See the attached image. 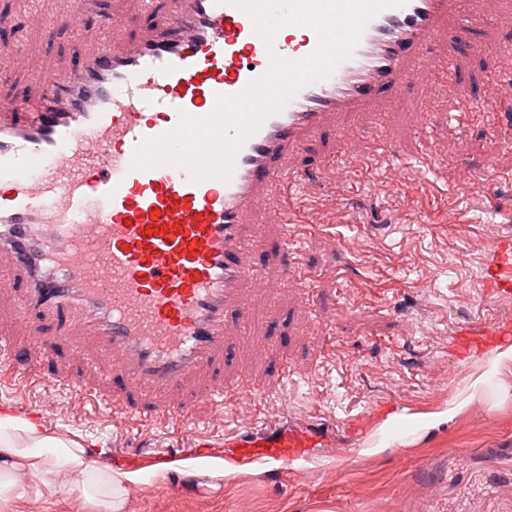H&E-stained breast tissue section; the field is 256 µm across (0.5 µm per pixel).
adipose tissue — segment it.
<instances>
[{"label":"adipose tissue","mask_w":512,"mask_h":512,"mask_svg":"<svg viewBox=\"0 0 512 512\" xmlns=\"http://www.w3.org/2000/svg\"><path fill=\"white\" fill-rule=\"evenodd\" d=\"M67 479L55 487L56 495L80 494L92 512H112L126 483L149 477L136 466H115L89 457L79 435L48 431L38 420L0 406V499L20 478L44 479L54 472Z\"/></svg>","instance_id":"obj_1"}]
</instances>
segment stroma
<instances>
[{
	"mask_svg": "<svg viewBox=\"0 0 512 512\" xmlns=\"http://www.w3.org/2000/svg\"><path fill=\"white\" fill-rule=\"evenodd\" d=\"M120 21H94L57 31L43 27L61 0H0V98L35 93L44 76L75 64L112 37L132 36L148 19L140 0H119ZM457 80L475 100L495 96L512 105V72L492 77L484 55L460 58ZM397 112H366L356 144L326 131L314 149L297 156V167H321L319 212L336 231L306 245L315 274L316 305L283 282L287 263L280 227H265L267 248L258 260L269 277L249 295L252 331L230 349L224 366L209 376L224 385H250L264 396L228 400L213 418L191 381L184 399L194 425L168 427L151 421L149 405L167 403L133 391L132 413L111 419L89 397L49 382L58 373L84 377L82 351L59 343L44 358L34 337L20 329L12 303H0V332L29 363L23 381L0 372V404L56 406L47 427L82 434L113 455H148L156 448L188 447L192 431L230 434L256 424L272 428L297 418L318 430L321 444L293 467L271 462L225 468L223 474L158 470L122 499L120 512H512V390L490 378L466 416L420 432L429 413L447 408L495 350L488 344L458 354L463 325L512 320V296L485 292L491 238L512 229V125L492 134L481 112L449 123L448 91L438 84L410 85ZM429 103L420 123L414 111ZM400 150L392 164L374 161L376 139ZM437 159L427 168V159ZM386 402L376 419L370 410ZM360 419L364 427L351 434ZM395 423L388 437L379 432ZM86 512L78 496L60 498L37 480H21L0 512Z\"/></svg>",
	"mask_w": 512,
	"mask_h": 512,
	"instance_id": "1",
	"label": "stroma"
}]
</instances>
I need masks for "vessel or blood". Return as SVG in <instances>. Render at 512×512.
<instances>
[{"instance_id": "vessel-or-blood-1", "label": "vessel or blood", "mask_w": 512, "mask_h": 512, "mask_svg": "<svg viewBox=\"0 0 512 512\" xmlns=\"http://www.w3.org/2000/svg\"><path fill=\"white\" fill-rule=\"evenodd\" d=\"M108 0H65L53 28L107 11ZM163 20L139 34L102 44L69 70L46 78L37 97L0 101V289L20 290L22 328L58 341H92L110 356L91 373L110 384L100 400L117 410L129 388L182 391L202 371L223 364L228 320H246V288L264 279L251 262L265 240L260 220L280 225L292 257L284 271L310 287L299 243L313 231L301 219L309 174L293 166L339 118L380 104L393 111L411 83L448 89L460 113L470 102L456 80L464 50L484 51L473 30L488 20L487 0H408L368 24L352 57L333 75L296 94L242 146L230 182L193 183L182 168L131 169L138 142L175 126L179 111L208 114L219 93L241 91L269 59L249 17L213 0H141ZM316 45L308 28L281 29L277 51L290 59ZM440 62L426 64L433 47ZM492 72L512 70V44L488 55ZM289 201L261 208L271 188ZM489 287L512 293V233L494 236ZM512 340V323L459 330L457 347L482 337ZM314 440L306 428H251L226 436V459L238 467L289 465Z\"/></svg>"}]
</instances>
